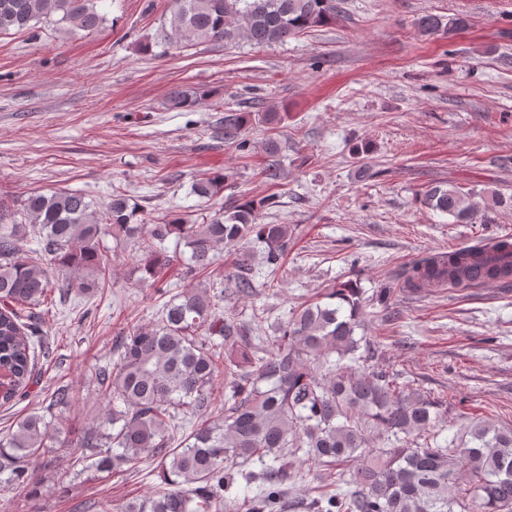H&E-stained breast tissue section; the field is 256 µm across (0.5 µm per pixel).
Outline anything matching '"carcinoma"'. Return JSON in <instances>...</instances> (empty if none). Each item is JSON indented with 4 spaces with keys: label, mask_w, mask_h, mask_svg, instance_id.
<instances>
[{
    "label": "carcinoma",
    "mask_w": 512,
    "mask_h": 512,
    "mask_svg": "<svg viewBox=\"0 0 512 512\" xmlns=\"http://www.w3.org/2000/svg\"><path fill=\"white\" fill-rule=\"evenodd\" d=\"M98 0H0V36L31 31L47 23L66 31L101 29L106 18ZM339 0H173L163 53L190 41L264 47L283 43L336 18ZM462 17L425 14V36L465 27ZM208 93L176 88L172 109L195 108ZM251 113L225 119L224 136L246 149ZM232 174L217 172L196 181L192 192L212 199ZM434 210L468 224L475 206L453 185L425 192ZM266 199L225 201L200 224L182 218L142 224L137 207L122 193L102 208L81 192L32 193L23 200L28 224H8L0 213V405L26 395L42 358L51 348L41 340L43 307L52 293L92 296L105 287L108 264L101 244L110 236L133 243L143 262L131 274L158 287L176 260L190 278L208 269L219 248L236 254L233 271L219 294L190 288L166 304L159 321L119 331L117 360L93 369L101 408L99 422L65 440L59 420L75 400L70 389L51 396L40 412L0 432V485L24 491L37 480L30 463L58 448L73 450L74 463L105 477L127 475L143 463L155 465L161 484L153 495L115 504L106 499L96 512H512V428L486 417L473 418L460 435L438 441V405L399 383V374L356 330L364 327V291L344 282L327 302L293 310L278 323L272 349L268 337L252 335V322L219 310L225 293L256 294L244 241L263 246L265 263L276 265L288 249L286 224H264ZM38 248L25 247L27 232ZM176 238L178 254L164 253ZM483 279L512 282V242L501 239L453 253L415 260L404 271L406 288L439 283L468 285ZM221 342H216L215 338ZM224 381V407L215 421L202 420L190 432L179 421L212 410V390ZM382 441L368 447L370 435ZM287 457L301 458L336 475L333 488L317 490L309 504L290 502ZM258 463L260 470L246 466ZM256 493L228 498L237 479Z\"/></svg>",
    "instance_id": "obj_1"
}]
</instances>
